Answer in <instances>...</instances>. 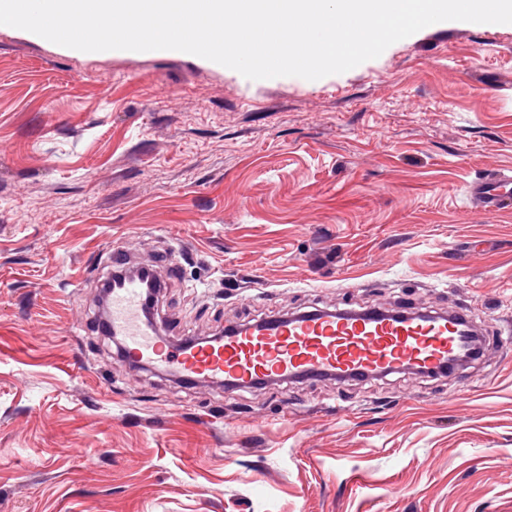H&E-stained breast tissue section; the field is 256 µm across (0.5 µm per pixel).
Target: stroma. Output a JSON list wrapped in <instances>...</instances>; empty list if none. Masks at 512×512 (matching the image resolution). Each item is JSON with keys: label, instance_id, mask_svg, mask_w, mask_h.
I'll return each mask as SVG.
<instances>
[{"label": "stroma", "instance_id": "obj_1", "mask_svg": "<svg viewBox=\"0 0 512 512\" xmlns=\"http://www.w3.org/2000/svg\"><path fill=\"white\" fill-rule=\"evenodd\" d=\"M512 27L451 21L319 80L0 28V512H512ZM167 261L162 336L313 306L469 307L444 376L207 391L93 323ZM470 201L483 213L495 214L512 207V173L491 172L469 183Z\"/></svg>", "mask_w": 512, "mask_h": 512}]
</instances>
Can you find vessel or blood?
<instances>
[{
    "label": "vessel or blood",
    "mask_w": 512,
    "mask_h": 512,
    "mask_svg": "<svg viewBox=\"0 0 512 512\" xmlns=\"http://www.w3.org/2000/svg\"><path fill=\"white\" fill-rule=\"evenodd\" d=\"M483 213L512 207V173L492 172L467 187ZM101 322L120 339V358L151 367L203 389H243L297 379H368L414 370L443 373L471 343L469 311L312 309L226 328L223 335L173 343L146 315V286L161 288L170 270L141 279L127 252L112 254Z\"/></svg>",
    "instance_id": "1"
}]
</instances>
